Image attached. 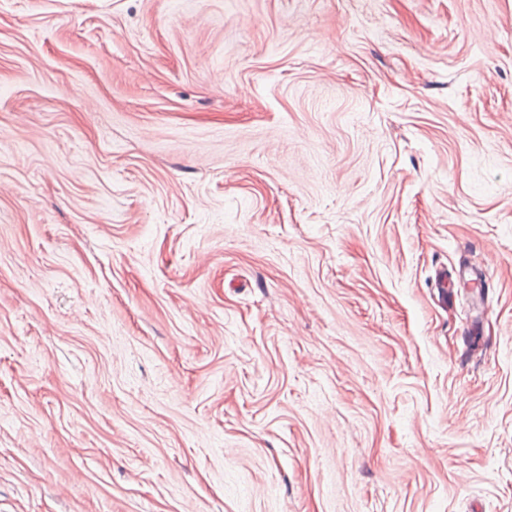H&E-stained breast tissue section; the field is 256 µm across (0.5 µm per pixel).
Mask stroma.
<instances>
[{
  "label": "stroma",
  "instance_id": "1",
  "mask_svg": "<svg viewBox=\"0 0 512 512\" xmlns=\"http://www.w3.org/2000/svg\"><path fill=\"white\" fill-rule=\"evenodd\" d=\"M0 512H512V0H0Z\"/></svg>",
  "mask_w": 512,
  "mask_h": 512
}]
</instances>
